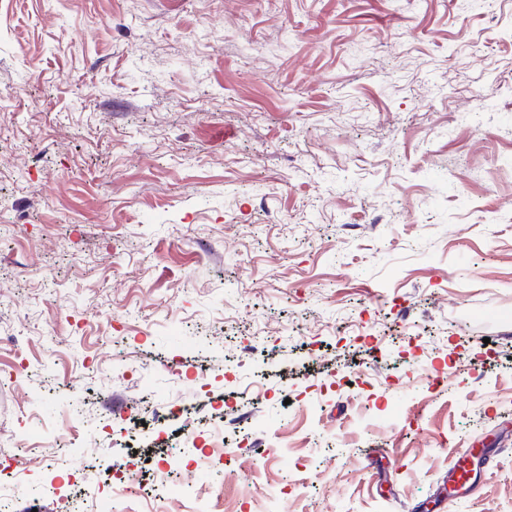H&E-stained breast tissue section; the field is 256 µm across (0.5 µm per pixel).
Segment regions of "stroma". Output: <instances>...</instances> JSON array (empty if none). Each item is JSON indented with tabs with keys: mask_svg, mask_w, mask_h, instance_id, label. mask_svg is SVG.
<instances>
[{
	"mask_svg": "<svg viewBox=\"0 0 512 512\" xmlns=\"http://www.w3.org/2000/svg\"><path fill=\"white\" fill-rule=\"evenodd\" d=\"M421 506L512 512V0H0V512ZM495 448H461L457 452L454 464L448 469V496L464 498L476 493L482 481L480 472L474 468L473 459L489 454ZM479 451L476 454V451Z\"/></svg>",
	"mask_w": 512,
	"mask_h": 512,
	"instance_id": "stroma-1",
	"label": "stroma"
}]
</instances>
